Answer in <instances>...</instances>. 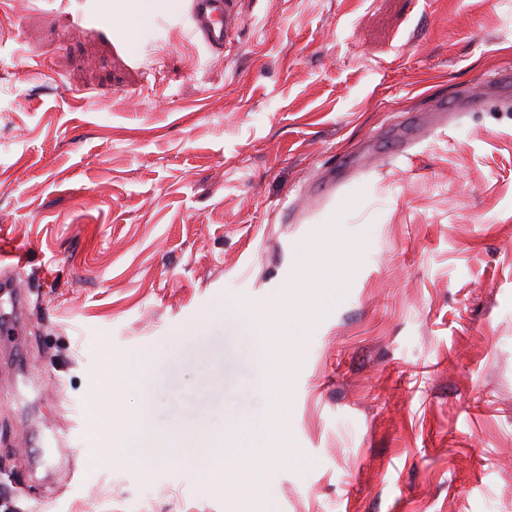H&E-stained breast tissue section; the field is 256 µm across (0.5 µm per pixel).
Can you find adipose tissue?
<instances>
[{"label":"adipose tissue","mask_w":512,"mask_h":512,"mask_svg":"<svg viewBox=\"0 0 512 512\" xmlns=\"http://www.w3.org/2000/svg\"><path fill=\"white\" fill-rule=\"evenodd\" d=\"M349 268L345 249L336 250L318 242L307 251L296 283L283 286L281 297L265 304L258 315L277 353H296L297 345L290 337L291 328L313 321L319 313L318 305L304 295V287L312 282L323 283L328 288L334 287L337 273L348 271ZM153 369L152 362L143 359L137 364L135 374H113L109 381L112 401L108 415L109 430L127 434L144 432L143 418L125 411L122 399L127 391L138 387L142 376L151 373ZM177 458L203 474L207 490L217 491L223 489L226 483H238L240 504L237 512H254L253 503L262 493V479L269 461L242 457L232 465H225L224 453L217 439L206 430L188 434L182 441Z\"/></svg>","instance_id":"obj_1"}]
</instances>
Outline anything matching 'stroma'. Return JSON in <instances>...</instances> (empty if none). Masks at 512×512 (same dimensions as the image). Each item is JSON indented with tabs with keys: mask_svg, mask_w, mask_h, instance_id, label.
I'll return each mask as SVG.
<instances>
[{
	"mask_svg": "<svg viewBox=\"0 0 512 512\" xmlns=\"http://www.w3.org/2000/svg\"><path fill=\"white\" fill-rule=\"evenodd\" d=\"M113 2L0 0V254L27 261L21 322L0 303V512H235L175 460L90 465V407L148 357L123 405L151 433L262 453L257 310L331 228L357 260L298 332L299 455L264 502L512 512V0H227L220 52L188 0L133 41ZM200 322L214 359L180 363Z\"/></svg>",
	"mask_w": 512,
	"mask_h": 512,
	"instance_id": "35a3bbf8",
	"label": "stroma"
}]
</instances>
